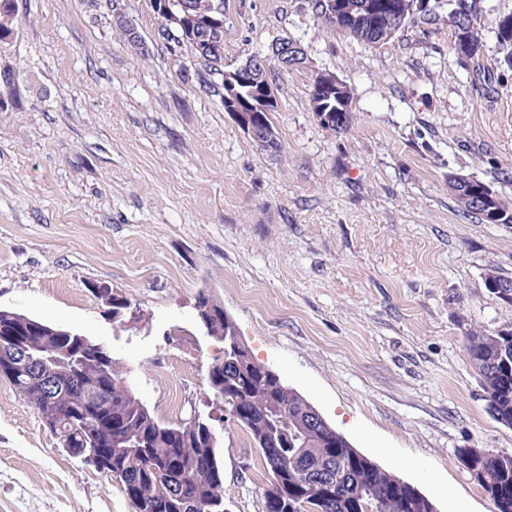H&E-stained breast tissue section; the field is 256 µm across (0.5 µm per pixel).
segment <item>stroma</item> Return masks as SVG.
I'll return each instance as SVG.
<instances>
[{
	"label": "stroma",
	"instance_id": "stroma-1",
	"mask_svg": "<svg viewBox=\"0 0 512 512\" xmlns=\"http://www.w3.org/2000/svg\"><path fill=\"white\" fill-rule=\"evenodd\" d=\"M482 3V47L466 57L444 8L372 48L323 27L310 0H224L225 66L280 38L307 53L276 80L269 152L197 67L173 68L150 0H123L145 57L118 37L107 0H17L0 308L105 345L160 423L211 417L226 512H264L271 476L209 390L222 344L198 320L202 292L255 360L438 512H494L456 454L512 452L464 337L512 322L484 286L490 269L512 278V224L465 215L448 193L461 175L512 199V66L497 38L512 0ZM321 70L353 93L348 132L312 111ZM99 286L131 315L105 316ZM0 512L134 509L0 379Z\"/></svg>",
	"mask_w": 512,
	"mask_h": 512
}]
</instances>
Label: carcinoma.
<instances>
[{"label": "carcinoma", "mask_w": 512, "mask_h": 512, "mask_svg": "<svg viewBox=\"0 0 512 512\" xmlns=\"http://www.w3.org/2000/svg\"><path fill=\"white\" fill-rule=\"evenodd\" d=\"M194 16H214L224 0H178ZM339 18H333L328 0H312V9L331 31L343 32L371 47H379L421 19L436 16L429 0H337ZM481 0H448V18L457 30L454 50L470 56L482 45ZM158 32L176 46L188 47L224 88V41L198 48L173 31L165 35L166 19ZM129 47L145 53L140 35L116 22ZM313 79L311 101H319L320 124L343 133L353 121L352 97L342 82L336 91L320 93ZM448 189L462 213L489 224H512V202L486 183L448 178ZM212 305L214 336L224 342V356L215 359L219 375L208 379L215 400L224 406L227 420L242 425L260 448L272 480L264 491L265 512H436L432 500L412 485L380 468L356 450L335 428L322 422H304L312 405L277 375L264 372L250 351L232 344L237 328L224 320V306L200 293ZM22 314L0 308V345ZM42 333L28 336L31 348L50 358L49 367L63 379L62 392L45 396L37 376L25 370H7L0 378L37 411L73 458L85 461L95 448V433L105 430L112 455L99 472L116 479L125 490L142 492L130 498L134 512H225L224 468L218 459L214 428L205 420L176 425L158 422L125 383L119 365L104 349L103 363L84 355L88 337L75 332L56 335L57 327L37 318ZM466 351L487 394L494 418L512 426V325L468 328ZM459 461L493 502L495 512H512V453L491 451L471 455L457 451Z\"/></svg>", "instance_id": "carcinoma-1"}]
</instances>
